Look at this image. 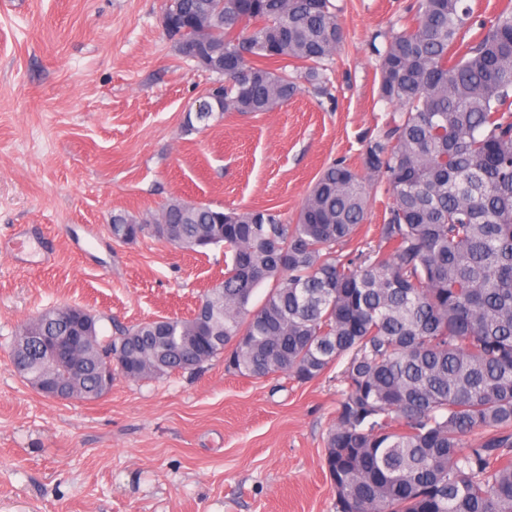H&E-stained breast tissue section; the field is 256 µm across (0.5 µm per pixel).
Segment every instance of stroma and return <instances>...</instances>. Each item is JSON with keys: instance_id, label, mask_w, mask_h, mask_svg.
Masks as SVG:
<instances>
[{"instance_id": "35a3bbf8", "label": "stroma", "mask_w": 512, "mask_h": 512, "mask_svg": "<svg viewBox=\"0 0 512 512\" xmlns=\"http://www.w3.org/2000/svg\"><path fill=\"white\" fill-rule=\"evenodd\" d=\"M409 0H332L345 41L332 96L188 133L215 80L178 55L164 0H0V512H336L324 446L335 373L300 384L226 373L132 382L95 401L43 397L10 362L14 334L78 305L115 326L190 317L224 249L112 239L114 212L180 197L295 220L326 165H360L380 100L374 47Z\"/></svg>"}]
</instances>
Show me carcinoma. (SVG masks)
I'll return each instance as SVG.
<instances>
[{
	"instance_id": "cac0c4a2",
	"label": "carcinoma",
	"mask_w": 512,
	"mask_h": 512,
	"mask_svg": "<svg viewBox=\"0 0 512 512\" xmlns=\"http://www.w3.org/2000/svg\"><path fill=\"white\" fill-rule=\"evenodd\" d=\"M406 13L376 51L379 98L397 109L362 168L323 169L295 223L181 199L112 215L117 241L222 245L230 264L202 298L207 319L160 317L101 339L102 317L87 312L78 392L107 394L99 369L110 357L130 381L220 357L229 373L299 383L340 365L324 454L336 512H512V5L488 21L467 0H412ZM163 15L185 60L203 44L224 51L212 71L219 105L187 114V133L216 112H272L303 83L328 94L345 40L331 0H166ZM380 178L392 206L377 242L352 256ZM74 331L54 311L28 319L16 371L32 381L36 340Z\"/></svg>"
}]
</instances>
